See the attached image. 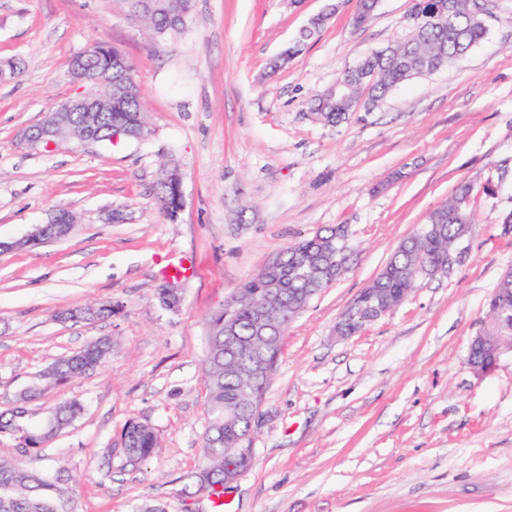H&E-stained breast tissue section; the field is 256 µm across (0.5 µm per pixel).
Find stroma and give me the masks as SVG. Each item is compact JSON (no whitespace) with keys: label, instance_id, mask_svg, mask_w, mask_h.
<instances>
[{"label":"stroma","instance_id":"35a3bbf8","mask_svg":"<svg viewBox=\"0 0 512 512\" xmlns=\"http://www.w3.org/2000/svg\"><path fill=\"white\" fill-rule=\"evenodd\" d=\"M331 0H194L161 37L122 0H0V414L41 424L81 416L43 448L73 477L78 512H195L183 489L208 425L210 315L270 259L342 224L349 270L289 324L252 437L251 467L226 486L232 512H512V355L475 373L468 351L512 268V0L453 66L414 78L331 125L315 96L371 52L408 36L414 0H379L354 26L345 4L288 65L270 62ZM133 64L145 134L52 150L24 134L87 94L72 59L99 40ZM177 167L184 206L154 185ZM471 184L469 249L445 274L352 336L336 325L400 243ZM495 186V195L483 192ZM68 236L19 247L57 209ZM124 213L111 221L112 211ZM184 262L177 310L159 293ZM111 303L106 320L62 311ZM107 338L110 357L74 381L25 391L55 361ZM160 450L137 469L108 462L126 422ZM178 176L180 177L175 167L163 169L154 186V194L160 209L169 220H172L177 209Z\"/></svg>","mask_w":512,"mask_h":512}]
</instances>
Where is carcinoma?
<instances>
[{"instance_id": "obj_1", "label": "carcinoma", "mask_w": 512, "mask_h": 512, "mask_svg": "<svg viewBox=\"0 0 512 512\" xmlns=\"http://www.w3.org/2000/svg\"><path fill=\"white\" fill-rule=\"evenodd\" d=\"M128 11H136L142 22L164 36L182 29V17L189 16L193 0H122ZM418 18L415 34L396 41L368 55L359 70L345 75L344 98L325 106L321 119L335 124L349 118L363 92L377 105L393 89L418 76L433 73L453 63L487 34V24L476 16L473 0H416ZM71 65L84 66L92 72L112 74V88L89 111L95 114L102 140L121 131L127 138H139L146 130L141 91L133 66L116 49L104 42L73 58ZM178 170L166 168L154 186V194L163 214L172 218L178 202ZM473 187L463 184L455 197L432 211L422 229L401 243L369 289L388 300L408 296L415 286L412 270L419 261L436 264L443 259L448 243L474 230L467 202ZM342 226L321 230L318 238L307 237L278 255L279 266L262 268L240 289L230 311H216L209 319L207 348L203 360L208 391L209 423L200 449V464L190 476L187 488L206 486L205 512L215 506L214 497L224 492V452L231 448L235 463L248 468L253 460L249 426L251 416L263 402L268 381L258 377L253 358L263 357L266 367L275 370L282 332L271 331L259 337L255 332L256 307L264 303L293 320L332 278L344 274L336 265L338 236ZM283 283L277 296L267 292L269 280ZM80 322L112 316V304L69 311ZM371 321L366 306L352 319L342 318L337 333L351 336ZM512 336V279L497 283L488 303V322L472 341L468 353L470 365L479 369L490 362L502 346L501 337ZM112 351L111 342L99 340L75 355L56 362L40 374V380L53 385L80 377L101 363ZM79 402L60 405L50 417L58 429L71 424L81 413ZM25 413L0 415V434L16 436L20 443L35 451L49 425L41 428L24 424ZM121 443L126 458L140 464L161 443L154 428L133 420L126 424ZM0 512H76L74 489L63 468L51 473L29 467L16 459L0 457Z\"/></svg>"}]
</instances>
